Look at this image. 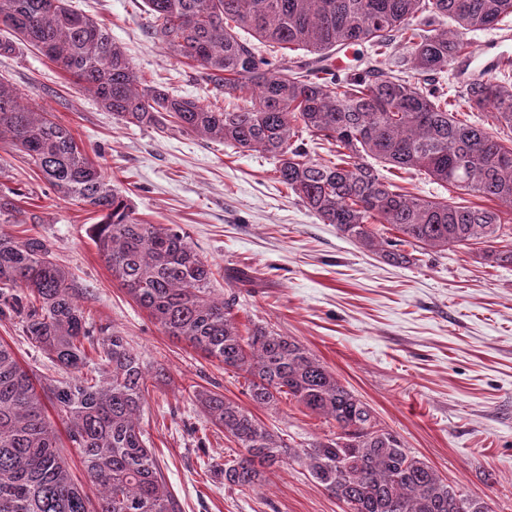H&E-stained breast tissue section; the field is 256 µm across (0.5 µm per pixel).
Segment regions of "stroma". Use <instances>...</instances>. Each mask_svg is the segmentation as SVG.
<instances>
[{"mask_svg":"<svg viewBox=\"0 0 512 512\" xmlns=\"http://www.w3.org/2000/svg\"><path fill=\"white\" fill-rule=\"evenodd\" d=\"M71 4L107 24L147 83L214 103L193 70L152 38L143 0ZM0 75L25 104L72 130L137 217L183 228L217 268L216 293H235L240 327L262 325L296 339L450 485L495 512H512V266L485 264L476 245L417 248L410 265H391L320 221L275 179L270 158L191 134L125 126L33 49L0 56ZM378 172L419 197L449 196L424 173ZM1 189L23 195L40 216L38 232L53 242L94 323L118 331L148 367L166 369V380L147 382L141 423L181 512H343L297 460L261 489L225 487L231 443L192 389L216 386L246 406L242 378L165 336L113 281L88 234L95 214L55 194L7 137L0 139ZM242 271L250 285L237 283ZM0 340L38 378L54 376L20 317H0ZM258 416L297 449L336 430L289 399Z\"/></svg>","mask_w":512,"mask_h":512,"instance_id":"35a3bbf8","label":"stroma"}]
</instances>
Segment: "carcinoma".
<instances>
[{"mask_svg": "<svg viewBox=\"0 0 512 512\" xmlns=\"http://www.w3.org/2000/svg\"><path fill=\"white\" fill-rule=\"evenodd\" d=\"M146 6L155 38L233 102L204 105L147 84L107 24L74 10L70 0H0V24L10 31L0 39V55L25 44L37 49L127 125L177 130L273 158L279 181L306 208L392 264H408L411 255L383 248L369 225L389 224L422 249L483 243L485 263L512 265V247L495 246L504 215H512V140L499 136L512 130V63L472 79L458 96L435 85V76L467 50L464 35L504 22L512 0H146ZM242 31L266 47L313 54L318 67L283 54L264 57ZM359 43L384 60L361 73H330L333 53ZM395 45L405 49L396 59ZM457 107L487 113L491 125L456 120ZM305 133L336 146V160L310 158ZM5 136L57 194L98 214L91 237L112 279L166 335L237 371L254 407L269 409L284 397L336 425L335 436L295 450L250 408L214 390H194L211 424L237 445L224 461L225 486L255 491L274 468L298 458L346 512H489L379 427L368 404L296 340L260 326L240 330L236 296H212L215 272L187 233L136 217L130 199L72 131L23 104L19 89L0 78ZM368 157L496 206L401 191L383 181ZM27 222L39 217L22 208L18 194L0 192V224ZM7 311L22 318L27 339L70 376L42 381L0 341V512H180L140 425L147 394L140 353L118 332L89 321L53 243L37 232L0 231V315ZM51 409L96 488L93 505L61 455Z\"/></svg>", "mask_w": 512, "mask_h": 512, "instance_id": "carcinoma-1", "label": "carcinoma"}]
</instances>
